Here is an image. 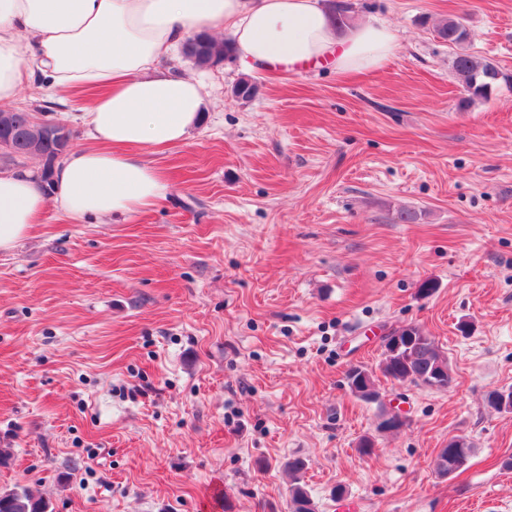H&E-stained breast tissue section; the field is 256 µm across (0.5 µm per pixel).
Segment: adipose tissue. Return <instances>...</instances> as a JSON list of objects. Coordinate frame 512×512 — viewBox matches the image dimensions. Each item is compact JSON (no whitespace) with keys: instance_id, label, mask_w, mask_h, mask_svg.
Here are the masks:
<instances>
[{"instance_id":"obj_1","label":"adipose tissue","mask_w":512,"mask_h":512,"mask_svg":"<svg viewBox=\"0 0 512 512\" xmlns=\"http://www.w3.org/2000/svg\"><path fill=\"white\" fill-rule=\"evenodd\" d=\"M197 34L224 35L247 67L297 74L375 70L398 48L381 22L337 29L322 0H0V105L33 83L97 93L83 115L92 143L56 167L52 195L30 171L0 173V252L51 202L81 222L166 198L167 182L138 153L186 141L202 121L206 86L171 66Z\"/></svg>"}]
</instances>
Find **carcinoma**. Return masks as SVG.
Listing matches in <instances>:
<instances>
[{"instance_id":"obj_1","label":"carcinoma","mask_w":512,"mask_h":512,"mask_svg":"<svg viewBox=\"0 0 512 512\" xmlns=\"http://www.w3.org/2000/svg\"><path fill=\"white\" fill-rule=\"evenodd\" d=\"M336 24L346 27L351 21L352 5L346 0H330ZM437 36L448 45L458 49L452 61L453 70L464 90L473 97L488 96L499 79L497 65L487 59H480L466 52L464 46L471 39L469 29L458 18H448L435 27ZM185 56L197 67L217 66L232 58L231 49L225 40L207 35H197L184 47ZM34 114L23 110H0V141L11 143L18 157H26L30 145L28 129ZM71 134L64 128L40 138L38 156L43 161L40 180L43 185L52 184L54 164L64 153V146ZM401 336H412L414 340L399 349L384 346L380 369L383 374L397 382L411 377L420 381L422 386H430L432 379L443 376L451 379L448 357L439 348L434 339L426 336L416 326H404L395 329ZM348 387L360 399L376 402L380 393L375 388L372 374L362 366L350 368L346 374ZM293 483L291 485V512H315V505L303 486L300 485V473L305 468L303 460L296 458L286 465ZM0 512H49V502L34 495L29 489L0 492Z\"/></svg>"}]
</instances>
